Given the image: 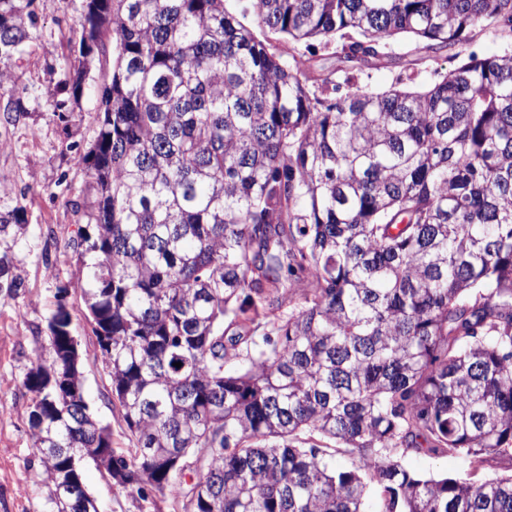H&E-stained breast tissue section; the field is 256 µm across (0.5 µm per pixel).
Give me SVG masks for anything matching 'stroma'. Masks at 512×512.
<instances>
[{
    "mask_svg": "<svg viewBox=\"0 0 512 512\" xmlns=\"http://www.w3.org/2000/svg\"><path fill=\"white\" fill-rule=\"evenodd\" d=\"M84 0H36L37 27L23 59L12 68L13 93L28 108L14 125L0 124V137L9 147L0 150V189L20 197L24 232L0 237V252H8L18 292L0 302V512H43L44 490L39 484L37 450L29 427L32 394L22 384L35 361L50 363L48 320L59 288L69 287L68 309L72 332L80 338L84 387L90 406L112 434V446L127 448L126 425L118 411L101 394L107 385L99 348L75 284L78 272L66 243L76 227L70 200L75 199L87 172L73 163L76 150L89 146L97 126L95 89L101 81L92 70L85 92L66 119L53 115L57 83L69 55L71 28L82 14ZM413 39L398 35L387 39V64L355 74L353 87L370 92L393 88L410 91L430 87L454 68L452 58L432 67L407 71L396 59ZM84 482L99 512H175L169 497L151 493L148 500L116 493L107 474L85 462Z\"/></svg>",
    "mask_w": 512,
    "mask_h": 512,
    "instance_id": "1",
    "label": "stroma"
}]
</instances>
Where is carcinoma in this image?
Segmentation results:
<instances>
[{"instance_id": "carcinoma-1", "label": "carcinoma", "mask_w": 512, "mask_h": 512, "mask_svg": "<svg viewBox=\"0 0 512 512\" xmlns=\"http://www.w3.org/2000/svg\"><path fill=\"white\" fill-rule=\"evenodd\" d=\"M34 4L0 0L3 94ZM404 33L407 65H459L423 92L335 95ZM485 33L512 36V0H85L53 114L111 56L67 247L131 448L37 362L45 512H87L58 483L100 451L119 492L183 512H364L370 495L374 512H512V474L402 464L512 459V55L463 53ZM276 35L342 40L344 82L308 84ZM0 112L28 109L11 94ZM22 210L0 203V234ZM283 269L307 287L288 293ZM17 288L0 253V302ZM51 318L57 361L72 318L60 302ZM404 465L418 475H464L468 470L466 460L457 454L429 456L409 454L404 457Z\"/></svg>"}]
</instances>
